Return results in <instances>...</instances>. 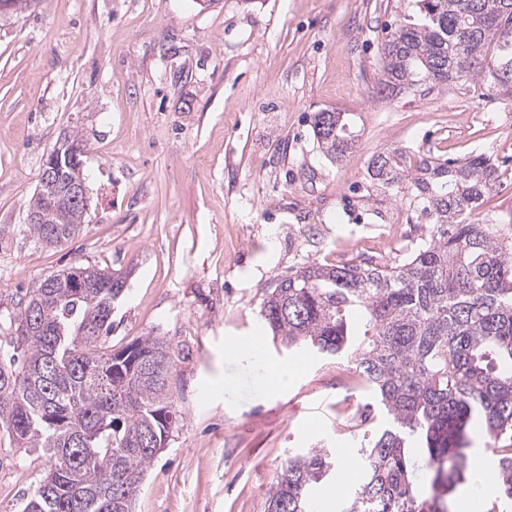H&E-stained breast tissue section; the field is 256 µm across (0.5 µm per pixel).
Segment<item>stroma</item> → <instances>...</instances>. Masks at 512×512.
I'll return each instance as SVG.
<instances>
[{
	"label": "stroma",
	"instance_id": "stroma-1",
	"mask_svg": "<svg viewBox=\"0 0 512 512\" xmlns=\"http://www.w3.org/2000/svg\"><path fill=\"white\" fill-rule=\"evenodd\" d=\"M402 0H38L0 14V316L74 265L122 274L126 295L103 352L146 336L175 349L182 420L148 468L133 512H265L290 452L355 448L339 416L358 390L346 363L289 354L260 313L264 292L304 263L403 260L381 225L426 232L408 182H370L374 157L491 158L498 179L475 219L512 225V98L479 80L375 93L387 26ZM344 112L357 138L338 162L313 138ZM85 144L87 219L57 246L27 229L44 159ZM265 362L295 368L261 388ZM44 461L0 429V512Z\"/></svg>",
	"mask_w": 512,
	"mask_h": 512
}]
</instances>
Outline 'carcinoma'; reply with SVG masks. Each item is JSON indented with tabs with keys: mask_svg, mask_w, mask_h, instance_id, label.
<instances>
[{
	"mask_svg": "<svg viewBox=\"0 0 512 512\" xmlns=\"http://www.w3.org/2000/svg\"><path fill=\"white\" fill-rule=\"evenodd\" d=\"M382 56L378 90L387 98L461 77L512 97V0H406ZM313 134L331 161L355 142L341 112L316 113ZM61 148L83 166L82 140ZM410 169L429 228L406 259L307 262L261 302L266 327L289 352L359 373L362 476L340 512H452L457 485L476 473L469 449L477 426L512 501V228L467 220L495 186L496 168L481 154L451 163L392 151L372 160L369 177L389 188ZM28 213L39 216L27 228L45 246L71 239L87 218L86 207L55 208L40 193ZM123 287L107 268L77 265L46 277L9 314L0 427L15 447L45 459L22 512H132L148 467L178 428L168 340L145 336L96 352ZM339 467L327 448L288 456L267 512H314V489ZM421 471L430 474L427 490Z\"/></svg>",
	"mask_w": 512,
	"mask_h": 512,
	"instance_id": "obj_1",
	"label": "carcinoma"
}]
</instances>
